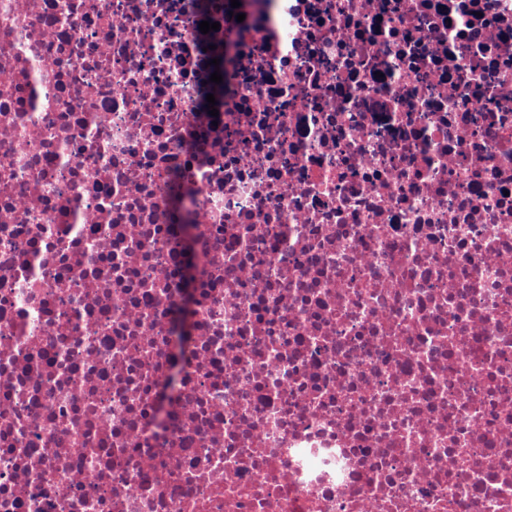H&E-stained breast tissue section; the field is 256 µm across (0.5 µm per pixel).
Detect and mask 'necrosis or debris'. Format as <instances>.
<instances>
[{
	"instance_id": "4bbe7bcc",
	"label": "necrosis or debris",
	"mask_w": 512,
	"mask_h": 512,
	"mask_svg": "<svg viewBox=\"0 0 512 512\" xmlns=\"http://www.w3.org/2000/svg\"><path fill=\"white\" fill-rule=\"evenodd\" d=\"M230 9L0 0V512H512V0Z\"/></svg>"
}]
</instances>
